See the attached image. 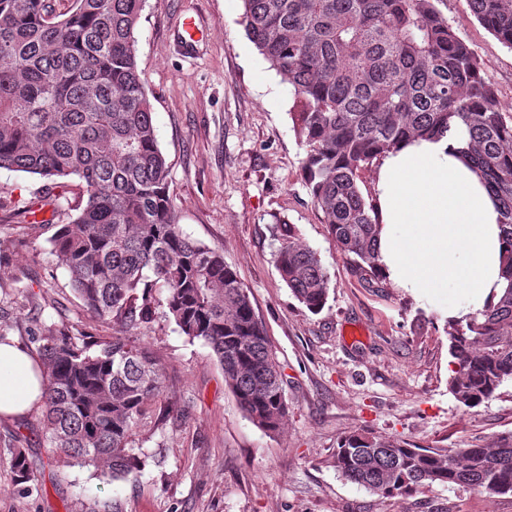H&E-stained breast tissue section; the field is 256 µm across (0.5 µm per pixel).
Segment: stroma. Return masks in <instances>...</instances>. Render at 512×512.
<instances>
[{"label":"stroma","mask_w":512,"mask_h":512,"mask_svg":"<svg viewBox=\"0 0 512 512\" xmlns=\"http://www.w3.org/2000/svg\"><path fill=\"white\" fill-rule=\"evenodd\" d=\"M436 6L479 56L500 108L512 113V49L466 0ZM243 11L242 0H146L136 61L181 229L222 250L248 290L288 381L285 426L268 434L246 419L209 348L158 312L124 334L166 366L163 398L179 414L139 437L144 448L161 449L162 463L147 465L137 481L109 484L56 464L40 411L0 420V512H74L112 497L124 512H512L511 495L459 486L386 499L329 465L339 439L361 428L421 448L494 445L512 436V382L478 407H461L448 389L447 298L415 297L388 280L372 288L351 272L305 185L291 93L247 38ZM188 16L203 27L189 47L178 34ZM50 185L0 169V332L26 346L40 320L77 339L115 331L84 310L52 252L69 212L47 213L38 229L27 228L25 203ZM278 222L293 225L320 255L329 297L319 313L295 299L275 267ZM14 437L38 486L30 496L3 446Z\"/></svg>","instance_id":"1"}]
</instances>
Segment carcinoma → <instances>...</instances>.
I'll return each mask as SVG.
<instances>
[{"label":"carcinoma","mask_w":512,"mask_h":512,"mask_svg":"<svg viewBox=\"0 0 512 512\" xmlns=\"http://www.w3.org/2000/svg\"><path fill=\"white\" fill-rule=\"evenodd\" d=\"M0 0V169L78 178L77 214L53 252L83 308L121 328L166 315L215 356L244 416L277 432L288 415L286 381L249 293L223 252L186 236L169 195L168 166L136 62L144 0ZM437 0H243L251 42L293 93L304 147L302 174L329 234L367 283L383 280L375 203L360 172L406 139L468 138L469 157L498 202L507 245L496 304L448 323V388L474 408L512 380V114L479 57L438 11ZM478 21L512 48V0H467ZM282 281L310 312L328 299L320 256L291 225L276 226ZM46 375L41 428L58 461L110 481H132L156 454L132 445L174 416L161 401L164 363L124 336L79 344L42 323L32 335ZM11 466L26 491L23 449ZM331 466L386 498L424 486L512 494V440L494 447L420 448L368 429L339 440Z\"/></svg>","instance_id":"cac0c4a2"}]
</instances>
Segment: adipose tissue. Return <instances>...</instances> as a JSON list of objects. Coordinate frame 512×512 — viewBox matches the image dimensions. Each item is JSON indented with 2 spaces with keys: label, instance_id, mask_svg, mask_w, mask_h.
Masks as SVG:
<instances>
[{
  "label": "adipose tissue",
  "instance_id": "adipose-tissue-1",
  "mask_svg": "<svg viewBox=\"0 0 512 512\" xmlns=\"http://www.w3.org/2000/svg\"><path fill=\"white\" fill-rule=\"evenodd\" d=\"M462 133L405 142L376 169L379 252L389 281L419 296H445L460 320L496 302L504 242L487 189L458 152ZM46 381L24 346L0 344V418L37 409Z\"/></svg>",
  "mask_w": 512,
  "mask_h": 512
}]
</instances>
